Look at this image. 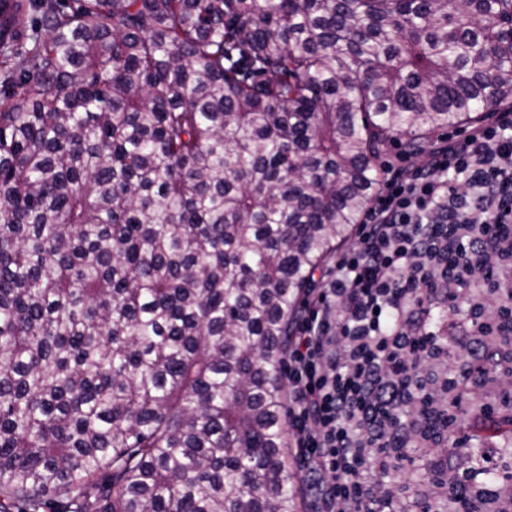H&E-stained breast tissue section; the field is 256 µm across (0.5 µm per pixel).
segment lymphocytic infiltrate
<instances>
[{
    "instance_id": "lymphocytic-infiltrate-1",
    "label": "lymphocytic infiltrate",
    "mask_w": 512,
    "mask_h": 512,
    "mask_svg": "<svg viewBox=\"0 0 512 512\" xmlns=\"http://www.w3.org/2000/svg\"><path fill=\"white\" fill-rule=\"evenodd\" d=\"M352 245L323 268L288 338V452L312 512H512L455 452L512 415V119L385 167ZM448 280L454 291L439 287ZM431 448V477L402 463Z\"/></svg>"
}]
</instances>
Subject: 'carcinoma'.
<instances>
[{"label":"carcinoma","instance_id":"cac0c4a2","mask_svg":"<svg viewBox=\"0 0 512 512\" xmlns=\"http://www.w3.org/2000/svg\"><path fill=\"white\" fill-rule=\"evenodd\" d=\"M0 56V512H296L290 322L391 141L512 110V0H0Z\"/></svg>","mask_w":512,"mask_h":512}]
</instances>
